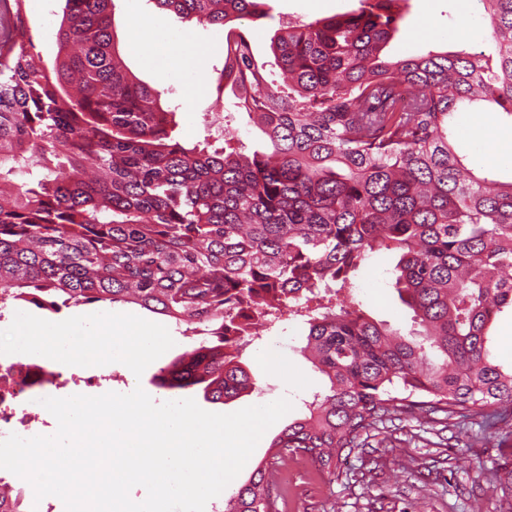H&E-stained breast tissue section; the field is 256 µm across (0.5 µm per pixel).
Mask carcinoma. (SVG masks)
<instances>
[{
    "label": "carcinoma",
    "instance_id": "obj_1",
    "mask_svg": "<svg viewBox=\"0 0 512 512\" xmlns=\"http://www.w3.org/2000/svg\"><path fill=\"white\" fill-rule=\"evenodd\" d=\"M224 29L220 78L270 142L245 153L226 116L222 143L173 136L161 93L127 67L112 0H64L52 69L35 61L24 0H0V305L134 304L202 337L154 375L214 403L256 388L241 337L283 312L325 393L272 441L336 474L387 421L482 417L512 436V369L491 329L512 308V180L464 161L449 120L489 101L512 117V0H479L496 56L386 52L403 0L288 22L270 41L268 81L244 22L263 0H152ZM399 256L407 338L365 315L352 277ZM317 299L319 305L309 306ZM277 471L258 465L224 512H283ZM0 512H21L0 477Z\"/></svg>",
    "mask_w": 512,
    "mask_h": 512
}]
</instances>
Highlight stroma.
<instances>
[{"mask_svg": "<svg viewBox=\"0 0 512 512\" xmlns=\"http://www.w3.org/2000/svg\"><path fill=\"white\" fill-rule=\"evenodd\" d=\"M267 16L247 22L258 61L269 58V44L275 30L288 19L310 21L356 9V0H266ZM56 0H26L27 15L33 23L34 41L43 65H52L54 46L49 29L59 18ZM116 31L121 44H128L132 22L143 15L160 24L172 35L183 37L181 49L192 53L204 45L208 54L203 66L208 72L202 91L188 95L187 83L178 74L166 72L163 55L148 56L127 52L130 69L144 82L161 90V103L176 114V133L187 142L204 136L206 114L234 113L233 128L238 129L247 151L265 150L269 144L262 133L249 125L246 114L236 111L234 97L219 89L212 76L213 67L223 64L224 31L216 26H189L175 13L156 8L152 0H114ZM474 25L477 33L469 39L456 38L462 24ZM398 54H421L430 50L484 52L491 55L495 45L486 28L478 0H410L392 45ZM452 137L459 155L477 157L481 147L493 148L491 168L501 180L512 179V118L502 112L485 113L483 107L470 106L455 113ZM394 259L387 254L370 257L353 280V293L361 309L376 321L409 332L410 311L391 286ZM121 313L133 314L167 326L175 344L150 364L142 377L121 363L113 364L112 389L142 387L155 401L175 399V392L155 387L153 377L159 368L194 346V337L184 336L181 328L167 316L138 306H121ZM305 325L297 319L279 322L273 330L261 332L244 347L242 360L256 380L255 391L223 402L212 403L202 392L192 397L204 410L232 413L247 406L289 398L292 410L262 437L246 466L235 478L245 483L258 463L271 459L268 447L288 423L303 416L304 398L326 391L329 382L301 351L305 344ZM448 431L457 444L439 448L435 431H428L411 443L376 452L354 451L340 466L338 478L321 475L315 467L304 468L293 457H285L278 467L282 486L289 493L294 512H500L499 496L487 490L485 479L491 469L512 468V441L501 443L493 431L481 430L478 419L453 418Z\"/></svg>", "mask_w": 512, "mask_h": 512, "instance_id": "35a3bbf8", "label": "stroma"}]
</instances>
